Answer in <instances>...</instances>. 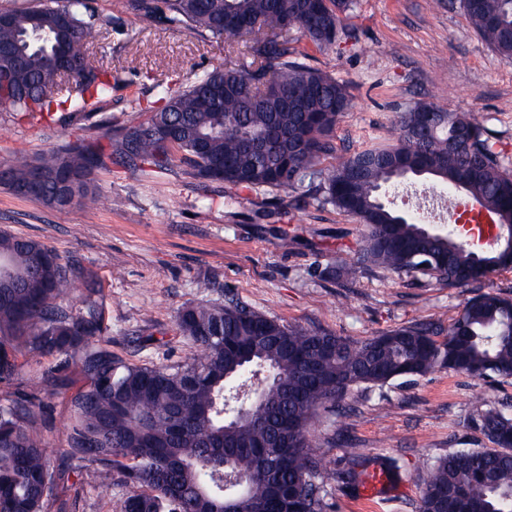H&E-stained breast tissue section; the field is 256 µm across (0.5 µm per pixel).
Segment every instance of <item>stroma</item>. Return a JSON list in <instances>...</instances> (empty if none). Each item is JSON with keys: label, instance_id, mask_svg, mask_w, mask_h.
Wrapping results in <instances>:
<instances>
[{"label": "stroma", "instance_id": "stroma-1", "mask_svg": "<svg viewBox=\"0 0 512 512\" xmlns=\"http://www.w3.org/2000/svg\"><path fill=\"white\" fill-rule=\"evenodd\" d=\"M85 4L101 25L90 58L119 85L95 112H61L51 123L0 111V164L83 136L108 142L161 107L165 89H185L226 62L250 60L244 42L216 41L161 17L149 24L116 0ZM307 62L346 84L352 98L336 126L337 153L393 140L398 113L431 103L480 122L500 165L512 171V59L488 48L461 0H357L336 43L310 50ZM93 179L103 198L93 212L77 203L56 209L0 186V230L35 239L62 263L96 275L104 337L127 364L188 361L195 347L175 326L188 305L234 299L284 323L362 342L421 323L443 338L469 299L487 292L512 298V267L452 286L370 264L338 273L337 262L356 260L365 228L357 216L322 204L307 182L285 196L205 185L179 160L165 174L114 165ZM67 381L43 397V438L57 463L68 446L67 400L80 384L75 369ZM345 403L347 414L319 413L310 427L328 471L327 512H416L421 482L437 459L488 447L485 411L512 414V378L438 368L355 388ZM354 452L396 460L397 486L370 500L346 487L339 475ZM95 470L83 462L50 512H120L126 487L100 500Z\"/></svg>", "mask_w": 512, "mask_h": 512}]
</instances>
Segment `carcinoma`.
<instances>
[{
    "mask_svg": "<svg viewBox=\"0 0 512 512\" xmlns=\"http://www.w3.org/2000/svg\"><path fill=\"white\" fill-rule=\"evenodd\" d=\"M318 2L311 21L299 0H162L170 24L242 39L251 62L215 68L184 90L166 92L161 108L106 145L82 138L60 151L18 155L0 167V185L18 194L39 175L36 198L59 208L75 201L93 208L100 201L93 171L116 161L165 174L179 154L203 183L284 194L306 180L317 184L323 203L366 226L357 261L394 274L452 285L507 266L509 242L477 253L449 233L427 232L379 194L400 176H428L441 186L460 180L463 195L512 225V173L469 115L419 104L398 117L394 143L336 156L333 135L351 100L343 84L303 59L306 46L320 50L336 40L357 0ZM83 7V0H35L6 11L0 45L22 59L0 57V73H9L8 83L0 80L1 108L80 114L112 94V72L87 56L95 24ZM121 7L146 22L159 11L155 0H123ZM462 7L486 45L511 59L512 0H462ZM57 48L80 60V68L61 76L49 62ZM269 84L296 98V107L283 110L266 93ZM428 107L437 118L423 130L418 112ZM3 266L13 280H0V382L16 380L27 391L0 403V512H49L66 475L86 460L97 465L99 497H111L117 482L129 487L121 512H215L232 499L224 494V473L234 471L248 477L253 506L293 512L299 497L307 512H326L314 485L326 468L309 432L318 410L336 412L359 386L438 367L476 378L512 377V300L497 294L469 300L441 342L418 324L357 343L285 324L234 300L189 305L178 311L176 325L199 353L182 364L132 365L112 356L102 338L103 296L89 271L61 264L36 240L0 231ZM45 354L59 365L35 382L24 377L18 357ZM70 366L83 384L68 399V464L55 467L42 438L41 394L64 385L59 372ZM260 382L264 403L224 422V393ZM481 429L493 447L440 457L423 481L418 512H440L451 489L461 495L462 512H512V416L488 410ZM372 466L396 485L394 462L357 453L344 478L359 485Z\"/></svg>",
    "mask_w": 512,
    "mask_h": 512,
    "instance_id": "1",
    "label": "carcinoma"
}]
</instances>
